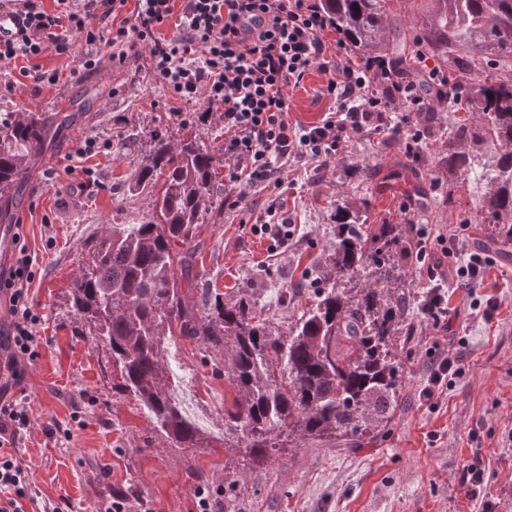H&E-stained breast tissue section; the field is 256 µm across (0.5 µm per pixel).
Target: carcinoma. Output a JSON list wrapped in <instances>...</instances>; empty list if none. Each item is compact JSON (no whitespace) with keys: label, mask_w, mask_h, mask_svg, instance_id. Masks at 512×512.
<instances>
[{"label":"carcinoma","mask_w":512,"mask_h":512,"mask_svg":"<svg viewBox=\"0 0 512 512\" xmlns=\"http://www.w3.org/2000/svg\"><path fill=\"white\" fill-rule=\"evenodd\" d=\"M412 27L391 0H322L336 29L359 52L398 64L416 45L459 67L493 60L469 117L448 115V154L438 167L478 190L475 221L512 241V0H428ZM20 112L0 124V202L17 199L32 158L67 124ZM219 151L192 138L155 135L136 186L161 184L152 213L139 224H114L83 245L70 286L73 335L108 352L121 391L140 401L156 427L180 448L198 430L166 389L165 344L176 336L204 349V361L227 376L235 397L224 416V447L262 465L269 450L299 435L363 434L391 421L401 400L396 337L412 330L415 308L400 287L418 261L411 224L365 225L336 205L338 234L330 272L313 302L282 334L247 289L230 303L216 294L201 304L190 244L213 212ZM360 285L352 291L350 284Z\"/></svg>","instance_id":"obj_1"}]
</instances>
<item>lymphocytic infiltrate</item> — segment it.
Wrapping results in <instances>:
<instances>
[{
	"mask_svg": "<svg viewBox=\"0 0 512 512\" xmlns=\"http://www.w3.org/2000/svg\"><path fill=\"white\" fill-rule=\"evenodd\" d=\"M19 2V28L14 39L0 41V62L49 50L68 56L83 43L89 47L83 66L91 70L99 63L97 46L108 47L120 63L144 49L149 71L176 103L173 116H189L193 102L206 97L224 121V183L232 188L224 204L230 210L245 200L240 186L282 189L283 171L292 163L329 167L340 143L355 133L390 130L409 154L420 156L424 133L411 114L445 101L449 85L458 82L430 66L420 51L403 81H393L388 61L353 57L343 37L328 41L332 24L319 0H55L51 12L42 0ZM121 12L124 22L109 26ZM331 48L336 59L329 62ZM315 67L326 75L323 92L336 107L319 123L300 128L288 118L287 89ZM32 280L26 255L0 271V294L11 317L5 363L17 383L37 356L40 317L29 301ZM7 394L0 385V512H27L36 491L16 443L30 417Z\"/></svg>",
	"mask_w": 512,
	"mask_h": 512,
	"instance_id": "f902f5d3",
	"label": "lymphocytic infiltrate"
}]
</instances>
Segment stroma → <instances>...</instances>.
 <instances>
[{"instance_id": "obj_1", "label": "stroma", "mask_w": 512, "mask_h": 512, "mask_svg": "<svg viewBox=\"0 0 512 512\" xmlns=\"http://www.w3.org/2000/svg\"><path fill=\"white\" fill-rule=\"evenodd\" d=\"M81 68L79 55L45 53L24 68L0 66V119L19 112L49 117L73 114L85 96L86 112L46 144L31 163L9 221L24 227V243L36 276L30 298L41 321L35 328L37 358L11 396L25 403L31 425L17 442L18 456L43 500H67L68 512H98L104 497L123 489L150 501L155 512H191L195 490L224 489L221 512H512V242L493 225L473 219L476 193L455 188L441 203L431 171L448 151L446 139L428 134L419 160L406 157L391 133L370 130L340 145L327 169L287 171L295 188L279 196L248 187L243 209H224V186L214 187L221 214L201 225L192 244L199 282L232 300L237 289L252 298L280 331H287L314 296L310 277L328 271L336 242L334 208L348 200L372 224H397L402 215L427 232L424 262L406 268L414 293L440 284L448 301L446 324L417 317L396 345L402 364V401L381 433L351 437H291L264 465L243 462L224 446V412L232 386L202 363L200 348L180 338L165 353L170 376L195 391L201 445L180 448L161 436L139 402L112 383L107 354L87 337L73 335L65 302L78 271L83 243L115 224H137L151 212L153 190L135 189L142 149L151 136L191 130L206 145L223 147L224 122L206 100L189 121L170 113L161 83L140 77L145 61ZM58 70L57 84L34 86L27 69ZM324 79L311 70L290 90V119L317 123L331 101ZM94 136L111 151L87 158L103 184L84 190L64 171L78 141ZM409 211H402V204ZM285 205L294 225L288 246L270 253V240L255 234V219ZM460 237L465 251L446 250ZM491 259L482 279L469 283L456 270L466 251ZM454 353L461 373L433 399L421 397L437 359ZM483 459L484 483L471 498L462 465L472 453Z\"/></svg>"}]
</instances>
